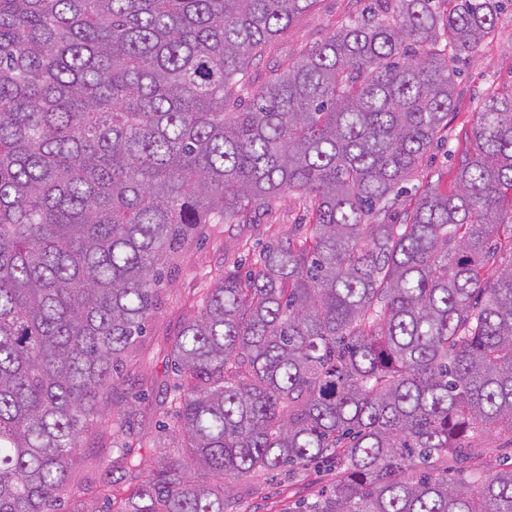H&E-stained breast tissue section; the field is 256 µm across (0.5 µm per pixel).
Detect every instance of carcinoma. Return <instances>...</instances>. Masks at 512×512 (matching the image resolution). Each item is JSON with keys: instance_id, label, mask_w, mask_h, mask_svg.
Segmentation results:
<instances>
[{"instance_id": "cac0c4a2", "label": "carcinoma", "mask_w": 512, "mask_h": 512, "mask_svg": "<svg viewBox=\"0 0 512 512\" xmlns=\"http://www.w3.org/2000/svg\"><path fill=\"white\" fill-rule=\"evenodd\" d=\"M316 2L0 0V512H55L164 275L284 195L309 222L171 339L187 454L145 473L116 442L129 486L94 501L234 512L230 484L325 459L311 512H512V95L454 189L394 211L502 0H374L254 86Z\"/></svg>"}]
</instances>
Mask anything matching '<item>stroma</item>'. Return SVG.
<instances>
[{
  "mask_svg": "<svg viewBox=\"0 0 512 512\" xmlns=\"http://www.w3.org/2000/svg\"><path fill=\"white\" fill-rule=\"evenodd\" d=\"M360 9L358 0H318L311 12L298 17L254 60L256 81L265 80L283 61L295 59L315 42L348 25ZM457 83L461 93L448 114V131L431 148L422 170L406 184L397 210L412 209L427 182L438 183L444 190L454 188L455 162L466 145V132L474 125L480 96L489 90L512 92V6L499 14L494 38L460 63ZM304 219L298 201L286 196L270 207L249 211L246 222L211 225L205 237L186 252L179 271L166 281L161 306L136 356L123 369L122 385L114 395L118 403H132L143 411L137 426L139 434L129 439L135 460L151 464L159 451L153 430L170 419L164 399L174 383L166 343L196 312L203 289L212 287L225 267L248 271L255 253L269 241L291 235L295 224ZM113 441L110 426H94L83 441L82 461L72 474L73 485L105 480L123 484L122 471L112 465ZM335 479V470L320 461L303 469L287 467L251 477L237 484V512H295L300 503L315 500Z\"/></svg>",
  "mask_w": 512,
  "mask_h": 512,
  "instance_id": "35a3bbf8",
  "label": "stroma"
}]
</instances>
